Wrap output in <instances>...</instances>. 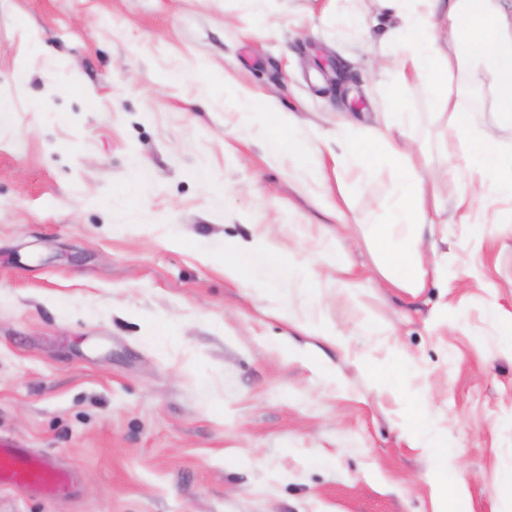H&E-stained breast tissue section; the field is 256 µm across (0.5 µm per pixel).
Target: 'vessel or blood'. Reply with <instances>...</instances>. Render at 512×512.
Masks as SVG:
<instances>
[{
    "label": "vessel or blood",
    "instance_id": "1",
    "mask_svg": "<svg viewBox=\"0 0 512 512\" xmlns=\"http://www.w3.org/2000/svg\"><path fill=\"white\" fill-rule=\"evenodd\" d=\"M67 475L53 456L33 455L24 448L0 446V486L39 488L47 492L65 489Z\"/></svg>",
    "mask_w": 512,
    "mask_h": 512
}]
</instances>
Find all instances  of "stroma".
<instances>
[{
  "label": "stroma",
  "mask_w": 512,
  "mask_h": 512,
  "mask_svg": "<svg viewBox=\"0 0 512 512\" xmlns=\"http://www.w3.org/2000/svg\"><path fill=\"white\" fill-rule=\"evenodd\" d=\"M323 3L0 0V437L74 477L56 497L0 488V512H439L443 487L512 512V201L460 223L457 186L482 177L449 170L432 92L395 96L368 64L381 46ZM241 87L279 111L246 121ZM452 88L511 150L487 78ZM390 96L439 179L435 260L457 287L384 277L393 164L328 159L315 180L262 148L282 114L312 147ZM259 224L268 246L225 279ZM334 250L361 288L337 285ZM400 352L404 382L363 368ZM413 409L432 447L410 445Z\"/></svg>",
  "instance_id": "stroma-1"
}]
</instances>
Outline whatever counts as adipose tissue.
<instances>
[{
    "label": "adipose tissue",
    "instance_id": "ef3b65f1",
    "mask_svg": "<svg viewBox=\"0 0 512 512\" xmlns=\"http://www.w3.org/2000/svg\"><path fill=\"white\" fill-rule=\"evenodd\" d=\"M377 16L359 14L349 24L357 31L375 34L389 49L384 69L400 91L422 83L448 115V130L463 147L451 157L458 170L472 165L488 176L489 185H466L455 208L469 215L474 206L496 210L501 197L512 198V150L497 146L495 129L472 133V115L463 110L450 88L454 74L479 66L496 91V110L512 124V0H378ZM413 113L399 112L387 101L375 123L362 138H343L335 154L337 165L370 176L381 163L399 166L394 199L385 218L376 225L375 243L390 268L395 286L421 290L427 286L428 269L423 227L435 223L427 208L431 196L428 176L414 152L408 129ZM267 153L288 156L303 163L307 174L321 167L320 151L309 150L293 117H286L280 132L263 139Z\"/></svg>",
    "mask_w": 512,
    "mask_h": 512
}]
</instances>
